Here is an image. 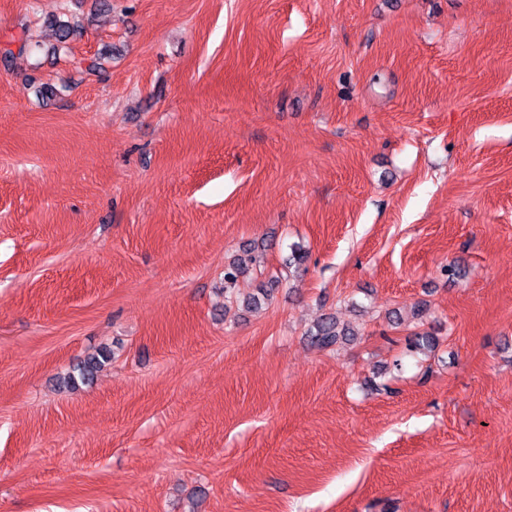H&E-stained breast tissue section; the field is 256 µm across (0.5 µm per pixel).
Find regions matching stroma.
Wrapping results in <instances>:
<instances>
[{"label":"stroma","mask_w":512,"mask_h":512,"mask_svg":"<svg viewBox=\"0 0 512 512\" xmlns=\"http://www.w3.org/2000/svg\"><path fill=\"white\" fill-rule=\"evenodd\" d=\"M99 2L0 0V512H512V0ZM311 343L320 349H331L339 342L346 340L345 336H350V332L340 328L334 318L325 317L317 323L314 330L309 332Z\"/></svg>","instance_id":"1"}]
</instances>
